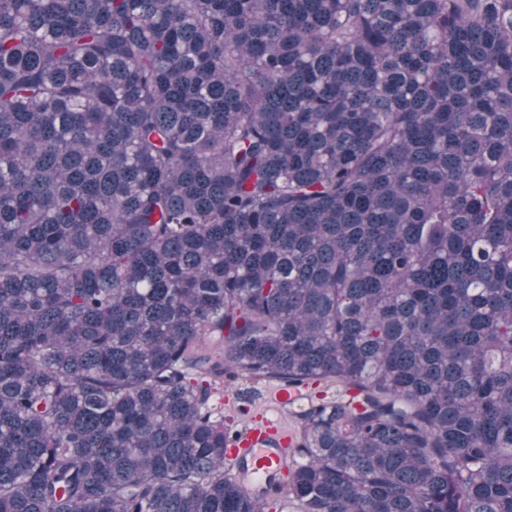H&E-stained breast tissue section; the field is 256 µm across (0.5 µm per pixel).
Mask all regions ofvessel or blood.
<instances>
[{
	"mask_svg": "<svg viewBox=\"0 0 512 512\" xmlns=\"http://www.w3.org/2000/svg\"><path fill=\"white\" fill-rule=\"evenodd\" d=\"M305 398L306 393L300 387L278 386L268 389L256 424L248 427L245 435L230 446L226 454L228 463H236L244 456L255 472L287 469L288 458L283 450L292 445L295 434L288 425L284 410Z\"/></svg>",
	"mask_w": 512,
	"mask_h": 512,
	"instance_id": "vessel-or-blood-1",
	"label": "vessel or blood"
}]
</instances>
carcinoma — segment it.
I'll return each instance as SVG.
<instances>
[{
	"mask_svg": "<svg viewBox=\"0 0 512 512\" xmlns=\"http://www.w3.org/2000/svg\"><path fill=\"white\" fill-rule=\"evenodd\" d=\"M334 380L282 476L191 377ZM512 512V0H0V512Z\"/></svg>",
	"mask_w": 512,
	"mask_h": 512,
	"instance_id": "obj_1",
	"label": "carcinoma"
}]
</instances>
